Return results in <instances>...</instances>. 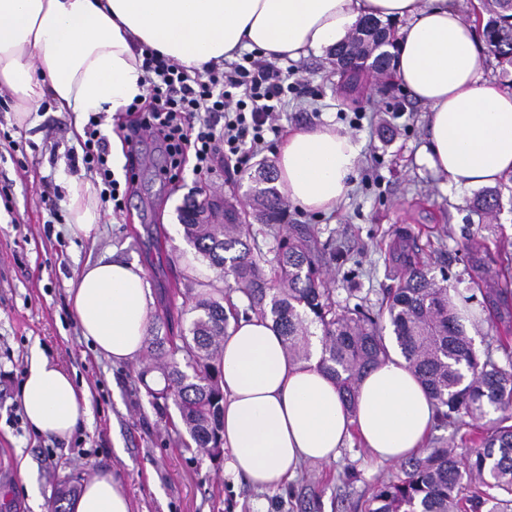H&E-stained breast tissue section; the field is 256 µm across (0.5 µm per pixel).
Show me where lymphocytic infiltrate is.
<instances>
[{
  "mask_svg": "<svg viewBox=\"0 0 512 512\" xmlns=\"http://www.w3.org/2000/svg\"><path fill=\"white\" fill-rule=\"evenodd\" d=\"M141 68L149 91L146 105L130 104V121L123 125L124 141L137 144L150 134L164 145L171 168H179L194 154L195 173L210 170L214 160L247 164L267 146V135H279V110L297 83L275 62L260 53L237 61L212 62L189 69L152 50H144ZM92 114L85 129L82 162L96 172L104 188L101 196L121 210L120 184L108 165L109 145Z\"/></svg>",
  "mask_w": 512,
  "mask_h": 512,
  "instance_id": "f902f5d3",
  "label": "lymphocytic infiltrate"
}]
</instances>
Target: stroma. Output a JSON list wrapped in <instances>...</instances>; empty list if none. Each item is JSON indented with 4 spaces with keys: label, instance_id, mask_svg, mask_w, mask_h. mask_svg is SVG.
<instances>
[{
    "label": "stroma",
    "instance_id": "35a3bbf8",
    "mask_svg": "<svg viewBox=\"0 0 512 512\" xmlns=\"http://www.w3.org/2000/svg\"><path fill=\"white\" fill-rule=\"evenodd\" d=\"M285 66L306 92L281 112L283 130L333 125L361 146L354 187L336 210L315 214L292 203L285 217L310 225L343 252L326 275L337 302L353 293L379 309L399 284L393 257L399 236L416 243L432 274L452 280L466 275L467 240L492 252L512 242V180L498 184L499 207L490 215L473 208L476 190L444 186L419 162L428 109L400 83L368 79L349 96L329 53ZM12 103L0 87V512H49L60 486L82 484L103 468L124 482L132 512H361L373 488L400 474L401 464L377 461L355 444L335 462L304 465L282 489L255 490L225 475L223 458L185 449L184 427L168 422L176 408L163 416L152 407L142 364L115 365L97 353L68 299V284L85 264L116 258L142 265L156 292L153 336L188 329L198 294L234 297L223 273L185 237L181 211L192 200L228 199L249 223L257 249L268 252L273 238L254 218L249 175L274 164L271 151L238 168L215 163L201 176L188 162L165 180L159 176L165 154L153 137H143L132 191L120 211L98 204V229L87 238L68 226L66 186L87 175L69 160L83 142L74 114L47 100L21 125ZM35 351L88 389L89 420L68 439L36 434L19 418L20 386Z\"/></svg>",
    "mask_w": 512,
    "mask_h": 512
}]
</instances>
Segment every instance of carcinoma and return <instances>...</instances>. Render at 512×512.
Masks as SVG:
<instances>
[{
  "label": "carcinoma",
  "instance_id": "cac0c4a2",
  "mask_svg": "<svg viewBox=\"0 0 512 512\" xmlns=\"http://www.w3.org/2000/svg\"><path fill=\"white\" fill-rule=\"evenodd\" d=\"M473 7L482 24L487 51L507 74L512 69V0H479ZM395 45L391 24L374 19L357 23L347 39L333 50L347 86L370 70L392 77ZM255 183L256 214L275 227L285 208L268 165L258 167ZM496 191L476 199L475 207L493 213ZM184 233L197 252L233 279L247 308L268 318L284 337L288 358L311 359V337L319 336V367L336 379L342 399L355 408L361 378L389 359L390 350L380 318L387 317L395 342L416 377L435 402L440 422L453 424L465 417L478 420L487 409L504 415L483 429L478 448L463 457L454 448H427L406 463L403 476L379 483L365 502L364 512H512V352L500 344L505 363L491 353L479 355L456 307L448 298V275L441 278L416 261L407 246L400 248L402 273L397 288L385 300L386 314H375L359 304L336 303L324 270L340 258L307 224H290L274 235L272 257L255 250L249 225L235 207L224 202L205 206L191 202L182 209ZM471 283L483 294L489 315L500 320L512 316V275L504 282L488 283L490 265L497 259L482 245L465 247ZM188 332L149 342V357H163L165 385L148 389L152 406L167 415L174 404L180 420L197 448L211 453L221 441L223 342L228 328L224 300L196 299ZM77 487L57 492L50 512H70Z\"/></svg>",
  "mask_w": 512,
  "mask_h": 512
}]
</instances>
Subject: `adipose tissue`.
<instances>
[{
    "instance_id": "adipose-tissue-1",
    "label": "adipose tissue",
    "mask_w": 512,
    "mask_h": 512,
    "mask_svg": "<svg viewBox=\"0 0 512 512\" xmlns=\"http://www.w3.org/2000/svg\"><path fill=\"white\" fill-rule=\"evenodd\" d=\"M395 22L394 74L427 106L422 159L448 185L479 189L512 175V91L484 71L474 24L455 0H0V86L25 123L45 99L58 111L115 112L144 95L142 52L189 68L257 50L297 60L335 48L360 19ZM360 145L333 126L291 132L275 150L278 181L304 211L332 212L352 190ZM74 229L99 214L95 186L68 184ZM69 298L84 339L115 362L143 353L155 298L142 266L120 259L83 267ZM225 474L276 490L308 463H331L359 438L373 458L399 463L423 447L435 407L399 352L366 374L348 411L316 361L289 360L270 321H232L224 338ZM20 402L37 434L69 438L87 420L88 393L34 353ZM73 512H131L111 471L85 481Z\"/></svg>"
}]
</instances>
